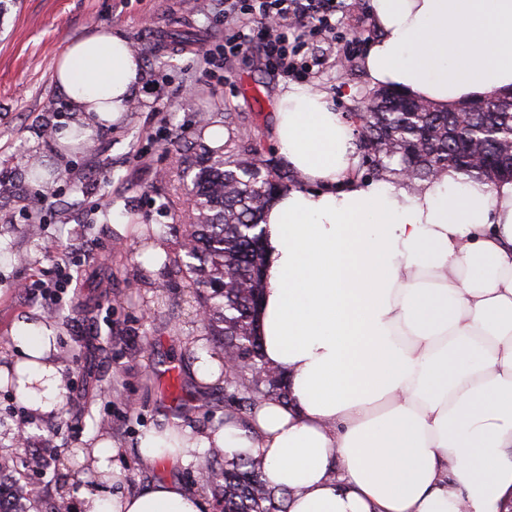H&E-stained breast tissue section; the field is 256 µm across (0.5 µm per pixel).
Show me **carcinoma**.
Returning a JSON list of instances; mask_svg holds the SVG:
<instances>
[{"label": "carcinoma", "mask_w": 512, "mask_h": 512, "mask_svg": "<svg viewBox=\"0 0 512 512\" xmlns=\"http://www.w3.org/2000/svg\"><path fill=\"white\" fill-rule=\"evenodd\" d=\"M357 144L363 164L377 175L398 160L412 187L451 167L471 178L494 182L512 178V96L492 92L469 112L443 109L398 91L384 90L364 102ZM190 172L196 218L189 225L192 248L186 256L200 288L205 321L213 338L211 353L240 361L239 372H226L228 399L249 415L265 398L288 401L284 372L264 360L254 318L262 291L264 228L262 216L271 199L292 182L281 166L267 167L257 146H238L194 158L182 155ZM52 459L0 454V475L24 468L44 473ZM195 484L211 491L222 512H288V490L272 484L261 460L249 454L232 457L211 450L195 469ZM16 512H68L59 497L41 506L32 492L0 485V494Z\"/></svg>", "instance_id": "cac0c4a2"}]
</instances>
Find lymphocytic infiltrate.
<instances>
[{
  "instance_id": "1",
  "label": "lymphocytic infiltrate",
  "mask_w": 512,
  "mask_h": 512,
  "mask_svg": "<svg viewBox=\"0 0 512 512\" xmlns=\"http://www.w3.org/2000/svg\"><path fill=\"white\" fill-rule=\"evenodd\" d=\"M346 9L347 0H224L225 14L242 16L243 22L200 56L212 66L257 43L278 70L292 76L299 60L308 59L311 38L334 32L337 14Z\"/></svg>"
}]
</instances>
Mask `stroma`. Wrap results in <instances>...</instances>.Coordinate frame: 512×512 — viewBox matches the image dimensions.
Masks as SVG:
<instances>
[{
	"instance_id": "35a3bbf8",
	"label": "stroma",
	"mask_w": 512,
	"mask_h": 512,
	"mask_svg": "<svg viewBox=\"0 0 512 512\" xmlns=\"http://www.w3.org/2000/svg\"><path fill=\"white\" fill-rule=\"evenodd\" d=\"M365 4L355 0L338 36L320 39L318 63L302 79L348 115L373 93L363 56L375 28ZM100 27L141 54L144 83L120 123L86 149L62 152L49 132L70 124L74 114L53 82L51 63L73 39ZM225 30L220 0H0V360L11 358L20 323L49 319L68 382L64 406L35 419L0 388V451L16 450L15 434L23 429L31 449L70 458L98 436L92 418L75 420L69 410L91 394L92 417L109 419V435L122 450L114 462L119 489L132 494L153 480L192 478L190 465L144 469L136 441L171 419L174 398L191 401L199 393L183 345L184 337L205 333L193 278L165 268L144 275L137 244L103 223L101 212L108 206L165 227L174 257L182 252L191 209L181 136L197 137L206 119L224 126L225 153L248 139L263 158H277L269 129L292 80L257 45L227 58L223 79L211 77L197 49L206 40L221 42ZM353 37L358 46L344 55L342 43ZM33 153L58 168V180H29ZM61 259L80 280L55 301L34 285L50 279ZM94 333L121 342L99 357L77 343ZM170 366L176 376L167 374Z\"/></svg>"
}]
</instances>
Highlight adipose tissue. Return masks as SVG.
Returning <instances> with one entry per match:
<instances>
[{
    "instance_id": "1",
    "label": "adipose tissue",
    "mask_w": 512,
    "mask_h": 512,
    "mask_svg": "<svg viewBox=\"0 0 512 512\" xmlns=\"http://www.w3.org/2000/svg\"><path fill=\"white\" fill-rule=\"evenodd\" d=\"M371 86L439 107L512 90V0H367ZM85 138L129 111L141 56L100 29L53 60ZM272 137L294 175L264 212L263 355L287 376L248 422L180 420L139 440L161 468L207 448L262 457L288 512H512V179L448 168L417 189L366 181L354 126L290 85ZM44 327L15 332L17 392L54 413L65 392ZM83 512H203L183 484L85 495Z\"/></svg>"
}]
</instances>
